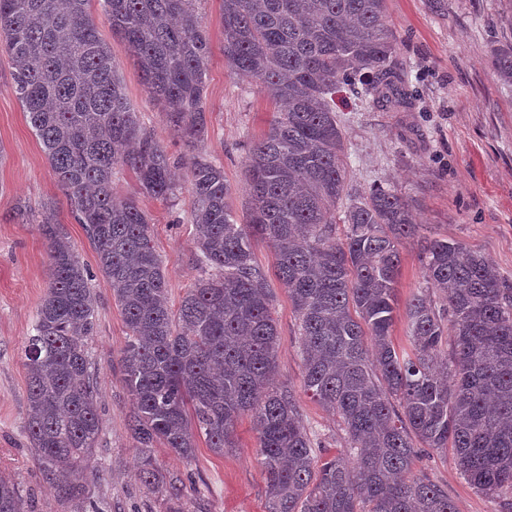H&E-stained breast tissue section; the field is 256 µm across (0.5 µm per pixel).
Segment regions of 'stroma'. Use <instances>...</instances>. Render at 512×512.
<instances>
[{"label":"stroma","mask_w":512,"mask_h":512,"mask_svg":"<svg viewBox=\"0 0 512 512\" xmlns=\"http://www.w3.org/2000/svg\"><path fill=\"white\" fill-rule=\"evenodd\" d=\"M387 8L395 37L394 61L410 96L379 103L346 90L337 94L346 190L352 194L376 184L395 189L410 201L421 236L445 237L480 252L512 283V86L499 80L489 60L493 43L512 39V29L503 23L512 0H387ZM96 22L142 126L163 143L183 184L177 199L162 201L139 196L130 170H116L112 177L117 195L138 196L149 214L153 246L177 304L197 277L186 163L197 151L223 166L234 213L239 222H246L251 199L244 181L245 146L267 131L274 105L261 87L231 75L224 61L219 7L209 0L204 17L211 46L208 134L199 150H192L150 98L128 46L113 39L104 17ZM13 71L10 56L0 49V476L30 494L33 512H70L56 487L40 474L25 433L27 375L21 348L47 288L48 243L37 225L11 219L14 206L26 203L37 215L52 209L85 265L95 267L96 253L25 116ZM252 252L271 274L280 338L275 381L294 391L317 445L316 456L332 457L343 448L345 433L337 417L303 387L298 320L287 289L272 275L274 251L256 238ZM91 286L98 310L88 347L100 434L95 468L85 486L99 512H266L256 430L247 415L236 424V448L221 455L202 443L194 459L186 462L163 444L155 445L152 457L163 479L186 481L181 498L142 486L137 478L139 451L126 428L130 395L121 367L126 328L107 280L95 275ZM424 286L418 247L405 244L392 328L398 348L411 347L405 307ZM413 470L444 488L460 512H498L494 499L477 493L460 475L452 454L420 457Z\"/></svg>","instance_id":"1"}]
</instances>
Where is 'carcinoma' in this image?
<instances>
[{
	"label": "carcinoma",
	"mask_w": 512,
	"mask_h": 512,
	"mask_svg": "<svg viewBox=\"0 0 512 512\" xmlns=\"http://www.w3.org/2000/svg\"><path fill=\"white\" fill-rule=\"evenodd\" d=\"M92 0H0V48L16 93L58 183L97 255L126 327L122 366L127 429L153 489L161 442L191 461L197 438L216 454L234 427L256 425L267 512H459L448 493L412 471L422 451L453 452L468 484L512 512V285L484 255L422 239L394 189L345 195L339 89L390 99L402 92L387 0H218L224 61L277 104L249 144L252 197L240 224L224 167L194 155L187 170L200 274L170 304L151 221L112 189L125 167L142 194L171 200L179 187L162 144L140 124L98 36ZM112 35L133 51L151 97L191 146L207 135V0H97ZM512 85V42L490 52ZM50 280L24 345L26 434L46 480L89 512L84 480L100 432L88 340L98 302L93 274L45 212ZM274 250L275 275L299 321L303 384L336 414L345 447L324 461L292 390L271 380L279 331L267 273L251 239ZM420 245L427 289L406 306L412 349L391 339L400 247ZM0 512H30L0 477Z\"/></svg>",
	"instance_id": "cac0c4a2"
}]
</instances>
